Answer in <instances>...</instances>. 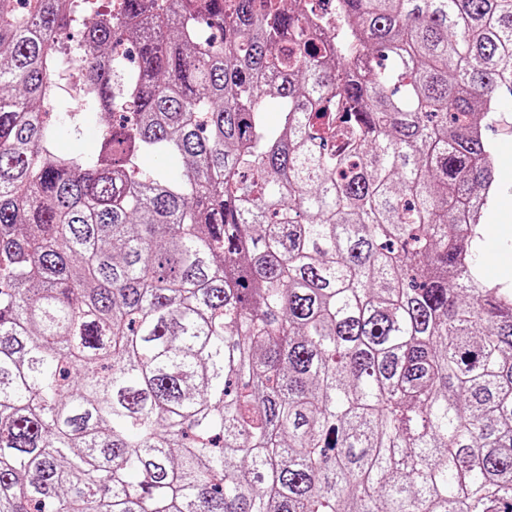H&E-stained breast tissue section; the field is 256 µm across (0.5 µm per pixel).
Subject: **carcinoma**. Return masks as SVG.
Segmentation results:
<instances>
[{
	"label": "carcinoma",
	"instance_id": "obj_1",
	"mask_svg": "<svg viewBox=\"0 0 512 512\" xmlns=\"http://www.w3.org/2000/svg\"><path fill=\"white\" fill-rule=\"evenodd\" d=\"M17 2L0 512H512V0ZM493 117L487 136L497 156L495 202L481 224L487 236L480 241L479 261L487 280L512 289V96L499 99Z\"/></svg>",
	"mask_w": 512,
	"mask_h": 512
}]
</instances>
